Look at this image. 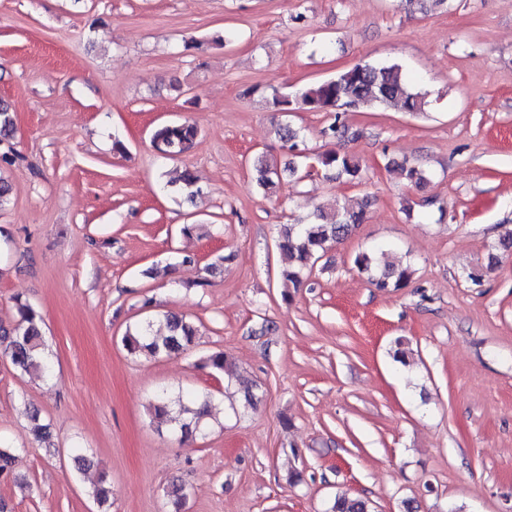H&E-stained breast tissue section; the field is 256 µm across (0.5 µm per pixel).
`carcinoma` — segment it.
<instances>
[{
    "mask_svg": "<svg viewBox=\"0 0 512 512\" xmlns=\"http://www.w3.org/2000/svg\"><path fill=\"white\" fill-rule=\"evenodd\" d=\"M427 93L411 84L398 64L375 65L360 63L336 73L327 79L306 85L293 93L275 91L270 105L276 112H327L331 120L322 127L321 137L327 142L343 138L348 128L342 121V114L364 104L393 105L407 112H421L427 101ZM277 135L283 149L299 162H291L279 170L276 162L265 156L257 157L252 165L255 184L270 191L283 173L301 178L306 170L303 160L308 158L307 147L300 130L288 123L277 124ZM197 135L195 124L183 122L164 123L154 128L151 144L164 158L175 159L186 153ZM318 167L334 179L359 182L364 169L358 160L347 153L329 150L317 156ZM400 170L405 180L414 187L430 182L431 173L416 166L402 164ZM363 209H349L340 202L319 207L306 222L280 226L277 247L288 255L290 265L282 271L281 278L294 288L301 286L304 273L311 269L319 252L332 243L345 240L357 224L364 222ZM353 264L367 275L369 282L380 290L404 288L411 281L413 270L408 263H386L379 265L377 252L361 251L354 255ZM17 320L9 327L0 325V353L7 357L20 374H50L51 361L46 352L42 329V318L29 303L15 300ZM164 324V329H154V321L138 323L127 328L121 337V345L133 357H168L184 353L196 344L197 327L184 318L172 314H157L155 321ZM202 366L213 372L232 374L231 364L224 352L217 351L202 358ZM216 404L212 396L206 395L189 401L172 399L166 393L157 394L149 404V411L156 420L171 423L180 431L181 440L186 441L205 426ZM31 431L36 440L46 442L50 438L49 425L42 423L38 411L30 416ZM15 459L14 449L0 443V479L11 476V464ZM166 496L181 512L186 504L189 489L183 483H173L166 488ZM329 512H369L367 501L339 495Z\"/></svg>",
    "mask_w": 512,
    "mask_h": 512,
    "instance_id": "cac0c4a2",
    "label": "carcinoma"
}]
</instances>
